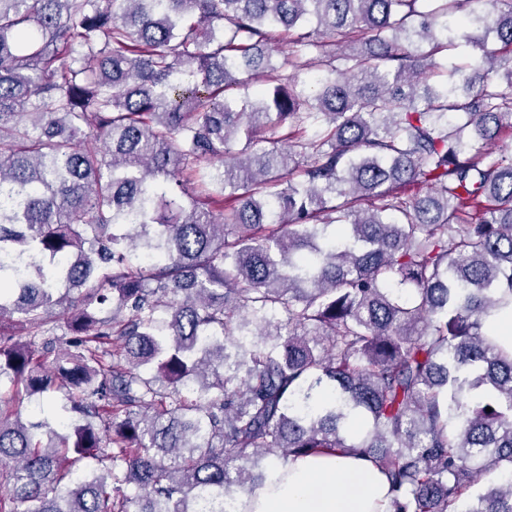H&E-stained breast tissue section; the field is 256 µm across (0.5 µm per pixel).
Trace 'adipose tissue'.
Segmentation results:
<instances>
[{
  "mask_svg": "<svg viewBox=\"0 0 512 512\" xmlns=\"http://www.w3.org/2000/svg\"><path fill=\"white\" fill-rule=\"evenodd\" d=\"M388 487L384 474L353 454L300 458L277 486L257 491L250 512H387Z\"/></svg>",
  "mask_w": 512,
  "mask_h": 512,
  "instance_id": "obj_1",
  "label": "adipose tissue"
}]
</instances>
